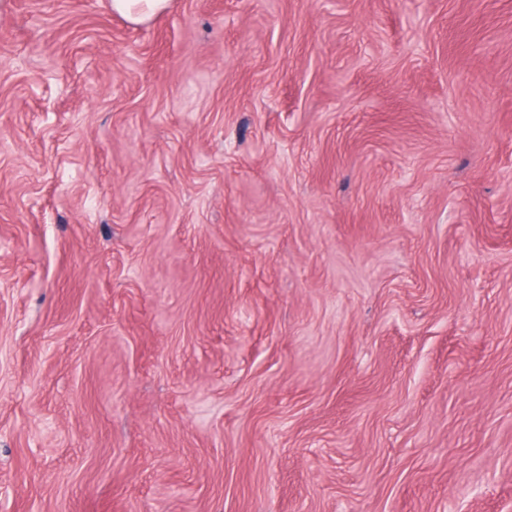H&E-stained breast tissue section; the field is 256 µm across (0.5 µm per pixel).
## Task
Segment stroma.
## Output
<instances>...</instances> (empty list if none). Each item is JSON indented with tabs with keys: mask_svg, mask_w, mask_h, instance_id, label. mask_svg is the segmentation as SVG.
Wrapping results in <instances>:
<instances>
[{
	"mask_svg": "<svg viewBox=\"0 0 512 512\" xmlns=\"http://www.w3.org/2000/svg\"><path fill=\"white\" fill-rule=\"evenodd\" d=\"M0 512H512V0H0ZM172 3L173 0H109V7L130 23L141 24L167 12Z\"/></svg>",
	"mask_w": 512,
	"mask_h": 512,
	"instance_id": "1",
	"label": "stroma"
}]
</instances>
